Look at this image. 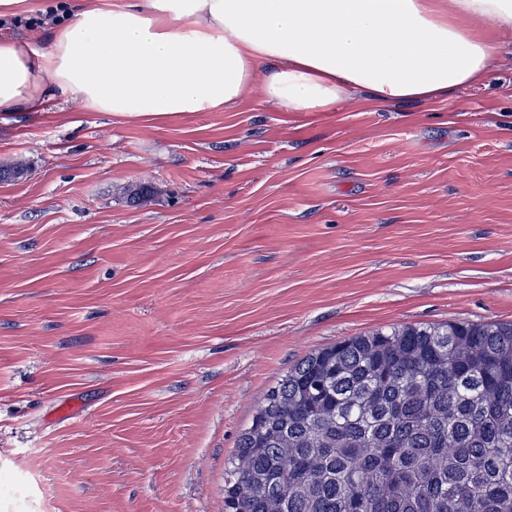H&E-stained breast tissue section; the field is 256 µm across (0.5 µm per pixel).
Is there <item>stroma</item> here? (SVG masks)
<instances>
[{"mask_svg":"<svg viewBox=\"0 0 512 512\" xmlns=\"http://www.w3.org/2000/svg\"><path fill=\"white\" fill-rule=\"evenodd\" d=\"M27 0L0 33L45 30ZM444 102L0 112V512H224L267 391L389 327L512 321V35ZM155 193L130 204L127 185Z\"/></svg>","mask_w":512,"mask_h":512,"instance_id":"35a3bbf8","label":"stroma"}]
</instances>
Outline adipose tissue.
Returning a JSON list of instances; mask_svg holds the SVG:
<instances>
[{
  "instance_id": "obj_1",
  "label": "adipose tissue",
  "mask_w": 512,
  "mask_h": 512,
  "mask_svg": "<svg viewBox=\"0 0 512 512\" xmlns=\"http://www.w3.org/2000/svg\"><path fill=\"white\" fill-rule=\"evenodd\" d=\"M512 0H83L47 43H0V112L57 92L95 112L167 116L238 104L285 112L444 101L485 81Z\"/></svg>"
}]
</instances>
